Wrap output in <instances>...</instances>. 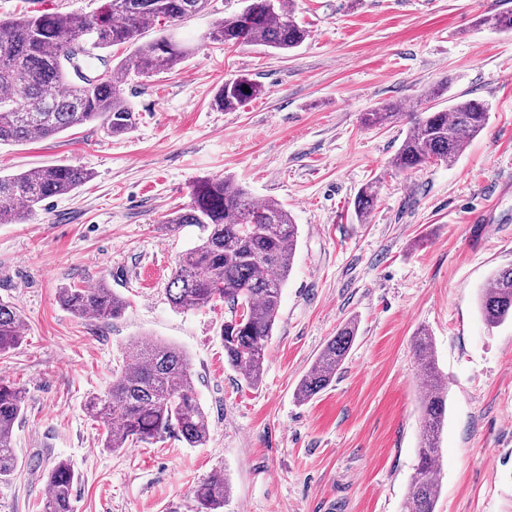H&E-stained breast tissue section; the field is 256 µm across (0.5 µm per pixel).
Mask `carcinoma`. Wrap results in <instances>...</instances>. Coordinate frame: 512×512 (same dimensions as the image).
Wrapping results in <instances>:
<instances>
[{
    "label": "carcinoma",
    "mask_w": 512,
    "mask_h": 512,
    "mask_svg": "<svg viewBox=\"0 0 512 512\" xmlns=\"http://www.w3.org/2000/svg\"><path fill=\"white\" fill-rule=\"evenodd\" d=\"M208 0H104L93 15L43 12L0 22V144L48 139L70 128L99 121L112 135L132 127L133 109L122 93L132 73L172 70L186 58L189 47L176 37L174 26L201 12ZM481 22L503 33L512 32V12L486 15ZM161 35L141 42L154 25ZM286 0H245L242 10L224 18L209 33L212 42L247 43L292 51L307 38ZM131 44L133 53L99 75L84 69L95 51ZM250 89L246 93L243 88ZM440 89L423 93L426 105L414 113L393 159L397 169L449 164L462 153L489 121L488 105L478 99L459 100L435 110ZM262 93L255 80L240 76L224 81L213 103L223 111L238 109ZM401 116L394 106L363 113L367 127H382ZM81 165L58 164L0 175V224H23L46 199L66 195L89 181ZM376 191L360 190L354 201L358 218L371 212ZM167 223L179 229L200 228L196 244L179 255L167 286L172 307L197 310L221 301L227 309L220 337L224 361L252 386L262 382L266 349L278 319L282 290L291 272L299 229L280 203L259 202L231 178L195 181L190 203L176 210ZM481 291L486 321L500 325L512 320V266L500 269ZM60 301L75 316L111 320L128 306L124 297L101 279L92 288L60 289ZM349 321L330 339L296 388V399L311 400L325 389L343 365L356 338ZM23 339V320L13 305L0 301V353L16 349ZM414 355L428 392L421 396V434L417 465L409 481L404 512H435L440 439L448 409V391L441 384L431 335L414 336ZM136 363L116 374L109 388L86 404L93 420L103 424L102 447L118 451L133 443L174 436L191 448L207 444L210 423L197 398L194 375L178 347L145 342L135 350ZM23 392L0 381V482L19 466L14 427L24 410ZM77 475L66 461L48 472V495L41 512H74ZM195 512H219L229 493L224 473L216 471L192 490Z\"/></svg>",
    "instance_id": "obj_1"
}]
</instances>
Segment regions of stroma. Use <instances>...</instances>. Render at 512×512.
Segmentation results:
<instances>
[{
    "label": "stroma",
    "mask_w": 512,
    "mask_h": 512,
    "mask_svg": "<svg viewBox=\"0 0 512 512\" xmlns=\"http://www.w3.org/2000/svg\"><path fill=\"white\" fill-rule=\"evenodd\" d=\"M102 0H0V21L44 11L90 15ZM242 0H208L177 32L191 53L175 70L130 75L132 129L102 124L0 145V174L87 168L74 192L24 224H0V299L24 320L0 354V379L25 391L15 427L21 465L0 482V512H41L48 470L70 462L75 512H194L192 489L223 471L221 512H401L417 464L422 390L413 337L429 329L448 379L435 512H512V322L484 321L478 296L512 265V34L478 23L512 0H293L308 31L292 52L210 42ZM244 74L263 87L233 112L213 98ZM450 99L488 103L487 128L451 165L398 170L407 131L364 112L403 108L437 83ZM233 177L281 203L299 226L259 386L224 361L223 305L180 312L166 286L198 228L166 217L202 177ZM374 185L366 220L355 197ZM107 279L120 318L80 319L61 287ZM357 336L331 384L295 390L326 342ZM183 349L210 439L169 438L112 452L84 404L128 365L140 340Z\"/></svg>",
    "instance_id": "1"
}]
</instances>
